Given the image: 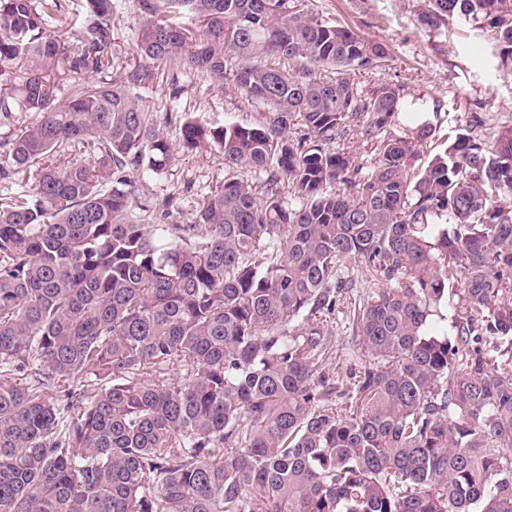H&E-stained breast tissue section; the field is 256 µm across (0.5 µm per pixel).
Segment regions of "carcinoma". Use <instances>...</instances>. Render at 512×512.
<instances>
[{"instance_id": "carcinoma-1", "label": "carcinoma", "mask_w": 512, "mask_h": 512, "mask_svg": "<svg viewBox=\"0 0 512 512\" xmlns=\"http://www.w3.org/2000/svg\"><path fill=\"white\" fill-rule=\"evenodd\" d=\"M63 2L0 0V173L27 187L0 194V512H512V125L420 164L437 127L391 126L425 103L364 95L387 49L311 0H78L76 32ZM415 17L494 32L512 70V0ZM177 71L253 120L172 141L146 94ZM353 132L362 163L335 147ZM210 146L261 191L145 223L172 197L131 175ZM339 313L368 358L348 390ZM141 23V18L138 15L136 9L131 5L123 13L115 16L112 21L114 37L116 38L117 56L119 59H115L116 65H126V61L131 58V55H124V49L126 41L131 36L132 31L138 27ZM118 66V67H119Z\"/></svg>"}]
</instances>
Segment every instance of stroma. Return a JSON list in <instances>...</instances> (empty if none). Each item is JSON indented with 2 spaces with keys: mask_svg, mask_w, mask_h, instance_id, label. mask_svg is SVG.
<instances>
[{
  "mask_svg": "<svg viewBox=\"0 0 512 512\" xmlns=\"http://www.w3.org/2000/svg\"><path fill=\"white\" fill-rule=\"evenodd\" d=\"M324 17L340 21L365 39L382 43L389 52L384 68L357 73L355 80L364 94L386 83L399 84L408 99H422L438 112L444 125H476L487 134L502 125H512V72L499 69L491 54L489 32L467 26L426 33L418 30L412 0H313ZM180 104L184 115L207 122L246 124L254 108L231 85L217 86L197 77L181 83ZM253 181L243 169H230L217 148L191 153L176 151L165 173L137 179L142 200L173 198L174 224H190L199 201L225 180ZM331 346L342 366L336 377L351 384L350 368L360 367L366 355L345 319H337L331 331Z\"/></svg>",
  "mask_w": 512,
  "mask_h": 512,
  "instance_id": "1",
  "label": "stroma"
}]
</instances>
